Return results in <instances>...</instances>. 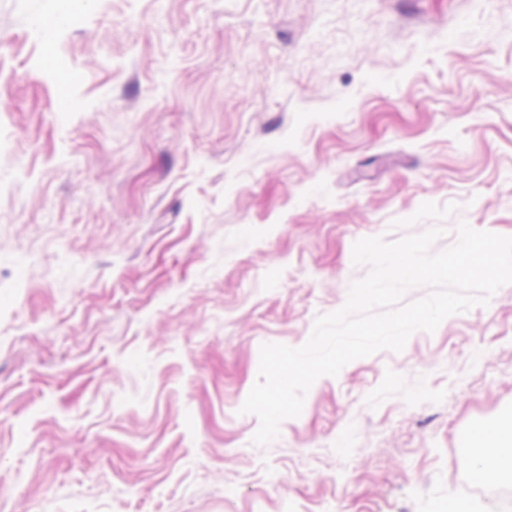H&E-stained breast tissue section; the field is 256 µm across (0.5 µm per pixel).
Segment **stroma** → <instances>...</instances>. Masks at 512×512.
<instances>
[{"label":"stroma","mask_w":512,"mask_h":512,"mask_svg":"<svg viewBox=\"0 0 512 512\" xmlns=\"http://www.w3.org/2000/svg\"><path fill=\"white\" fill-rule=\"evenodd\" d=\"M463 222L512 237V0H0V512H494L512 283L240 411L357 240ZM487 446L477 459L476 471L480 475L512 477V421L501 422L482 432ZM507 449V453L504 450Z\"/></svg>","instance_id":"stroma-1"}]
</instances>
